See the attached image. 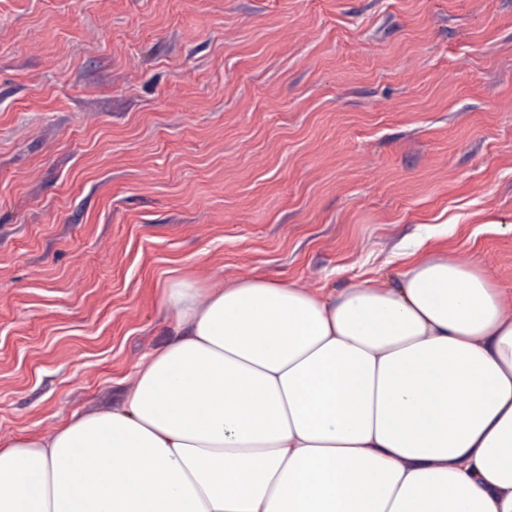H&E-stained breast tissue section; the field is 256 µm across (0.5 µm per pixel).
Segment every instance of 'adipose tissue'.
<instances>
[{
	"label": "adipose tissue",
	"instance_id": "ef3b65f1",
	"mask_svg": "<svg viewBox=\"0 0 512 512\" xmlns=\"http://www.w3.org/2000/svg\"><path fill=\"white\" fill-rule=\"evenodd\" d=\"M477 265L171 279L121 406L0 442V512H512V316Z\"/></svg>",
	"mask_w": 512,
	"mask_h": 512
}]
</instances>
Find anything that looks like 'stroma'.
Wrapping results in <instances>:
<instances>
[{
	"instance_id": "35a3bbf8",
	"label": "stroma",
	"mask_w": 512,
	"mask_h": 512,
	"mask_svg": "<svg viewBox=\"0 0 512 512\" xmlns=\"http://www.w3.org/2000/svg\"><path fill=\"white\" fill-rule=\"evenodd\" d=\"M512 294V0H0V440L120 405L161 290Z\"/></svg>"
}]
</instances>
